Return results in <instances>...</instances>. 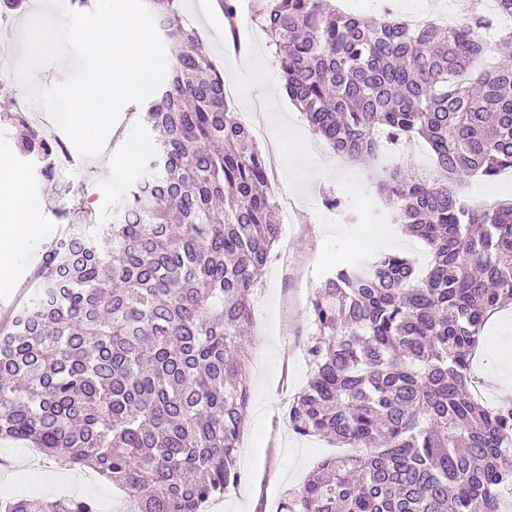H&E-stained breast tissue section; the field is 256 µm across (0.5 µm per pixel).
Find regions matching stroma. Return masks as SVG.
I'll list each match as a JSON object with an SVG mask.
<instances>
[{"mask_svg": "<svg viewBox=\"0 0 512 512\" xmlns=\"http://www.w3.org/2000/svg\"><path fill=\"white\" fill-rule=\"evenodd\" d=\"M180 4L210 47L225 81L239 89L230 103L231 112L246 119L251 104L257 103L269 115L268 135L257 141L264 155H272V138L283 124L294 130L299 144L313 157H329L326 145L312 133L287 95L266 94L268 83L280 80L281 70L253 16H240V36L247 44L246 52L240 53L224 41V15L217 0H180ZM145 110L142 104L125 106L101 154L82 156L72 141H65L71 164L55 185L37 176L32 164L17 153L11 129L0 124V164L17 174L20 194L29 206L28 221L38 227L36 237L13 259L11 286L0 288V312L28 293L47 244L78 222L81 210L91 209L97 223L111 222L117 203L143 170L142 163L127 166L117 159L131 143L150 142L143 121ZM110 157L115 158V165H107ZM289 178L296 185L293 219L283 225L252 297V322L247 330L250 401L238 458L242 478L223 498L209 503L207 512H277L287 490L299 487L318 462L340 453L325 439L295 434L288 424V403L310 377L305 355L311 335L309 307L323 276L355 249L404 254L422 269L430 260L425 245L392 222L365 162L339 163L329 175L299 165L276 166L269 178L275 194L283 193V183ZM331 192L344 199V217L324 206L323 199ZM509 351L512 307L487 322L472 369L479 395L494 407L512 405V393H504L497 383ZM73 494L93 495L101 512H116L124 498L111 483L85 471L73 468L68 479H61L57 458L31 455L20 441L0 440V497L36 502Z\"/></svg>", "mask_w": 512, "mask_h": 512, "instance_id": "1", "label": "stroma"}]
</instances>
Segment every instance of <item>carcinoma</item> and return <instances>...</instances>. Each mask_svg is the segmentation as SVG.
<instances>
[{"label": "carcinoma", "mask_w": 512, "mask_h": 512, "mask_svg": "<svg viewBox=\"0 0 512 512\" xmlns=\"http://www.w3.org/2000/svg\"><path fill=\"white\" fill-rule=\"evenodd\" d=\"M170 52L149 106L154 146L112 223L48 246L0 323V439L28 441L128 492L132 512H201L241 479L251 301L281 236L267 161L232 118L224 77L180 0H144ZM471 0L457 25L372 24L335 0H266L255 21L288 98L333 153L374 162L417 137L437 178L375 172L395 220L432 259L379 252L330 271L311 300V378L288 406L324 460L280 512H502L512 406L470 377L487 319L512 305V202L470 204L464 178L512 169V0ZM234 39L237 0H219ZM47 181L53 146L11 112ZM101 512L93 496L0 512Z\"/></svg>", "instance_id": "cac0c4a2"}]
</instances>
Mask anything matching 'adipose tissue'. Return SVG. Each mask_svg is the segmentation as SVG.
I'll list each match as a JSON object with an SVG mask.
<instances>
[{
  "instance_id": "obj_1",
  "label": "adipose tissue",
  "mask_w": 512,
  "mask_h": 512,
  "mask_svg": "<svg viewBox=\"0 0 512 512\" xmlns=\"http://www.w3.org/2000/svg\"><path fill=\"white\" fill-rule=\"evenodd\" d=\"M16 175L0 165V285L9 286L14 254L36 233V225L27 223L26 210L16 201Z\"/></svg>"
}]
</instances>
